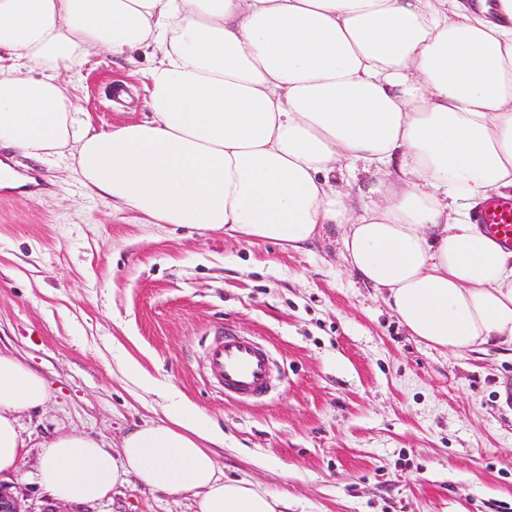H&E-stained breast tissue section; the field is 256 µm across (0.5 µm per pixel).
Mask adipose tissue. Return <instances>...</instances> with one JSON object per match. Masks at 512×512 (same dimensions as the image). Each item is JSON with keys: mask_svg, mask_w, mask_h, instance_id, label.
Returning <instances> with one entry per match:
<instances>
[{"mask_svg": "<svg viewBox=\"0 0 512 512\" xmlns=\"http://www.w3.org/2000/svg\"><path fill=\"white\" fill-rule=\"evenodd\" d=\"M495 23L464 0H0V147L75 174L151 224L296 247L345 226L343 258L385 289L411 335L453 354L512 345V250L461 220L512 191V0ZM152 57L149 113L96 131L64 73L92 50ZM371 174L367 196L337 175ZM122 453L90 435L43 443L40 481L72 503L126 477L200 494L199 512H287L225 477L224 440L176 394ZM44 376L0 349V474L24 456L18 415Z\"/></svg>", "mask_w": 512, "mask_h": 512, "instance_id": "obj_1", "label": "adipose tissue"}]
</instances>
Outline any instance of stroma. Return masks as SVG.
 Returning <instances> with one entry per match:
<instances>
[{
    "mask_svg": "<svg viewBox=\"0 0 512 512\" xmlns=\"http://www.w3.org/2000/svg\"><path fill=\"white\" fill-rule=\"evenodd\" d=\"M146 65L91 52L71 77L81 117L102 129L142 119L131 70ZM1 160L24 183L0 189V347L50 387L19 418L20 470L0 477L27 512H197L194 492L132 477L92 505L38 481L52 436L88 434L116 451L162 419L143 376L223 431L225 476L287 495L291 512H512V350L455 356L411 336L342 260V227L294 250L149 224L89 196L70 158L0 148ZM219 327L268 346L287 386L225 399L204 370Z\"/></svg>",
    "mask_w": 512,
    "mask_h": 512,
    "instance_id": "stroma-1",
    "label": "stroma"
}]
</instances>
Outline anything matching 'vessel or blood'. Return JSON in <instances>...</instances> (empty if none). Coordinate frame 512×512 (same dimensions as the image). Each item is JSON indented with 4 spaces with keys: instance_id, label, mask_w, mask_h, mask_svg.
<instances>
[{
    "instance_id": "obj_1",
    "label": "vessel or blood",
    "mask_w": 512,
    "mask_h": 512,
    "mask_svg": "<svg viewBox=\"0 0 512 512\" xmlns=\"http://www.w3.org/2000/svg\"><path fill=\"white\" fill-rule=\"evenodd\" d=\"M475 222L498 244L512 248V196L481 201ZM210 375L223 387L225 395L261 397L274 387L273 362L256 341L226 329L208 350Z\"/></svg>"
}]
</instances>
